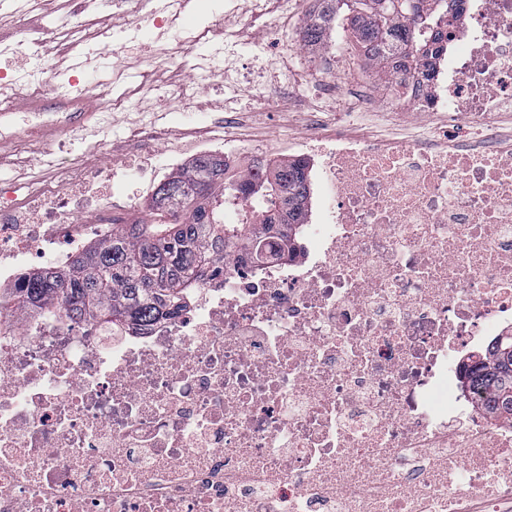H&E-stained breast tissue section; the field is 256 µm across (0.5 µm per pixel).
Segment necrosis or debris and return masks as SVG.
Masks as SVG:
<instances>
[{"label":"necrosis or debris","instance_id":"4bbe7bcc","mask_svg":"<svg viewBox=\"0 0 512 512\" xmlns=\"http://www.w3.org/2000/svg\"><path fill=\"white\" fill-rule=\"evenodd\" d=\"M164 60L222 36L142 0ZM429 78L359 90L475 128L351 142L319 170L305 254L243 260L149 326L43 312L20 323L0 262V512H499L512 423L460 393L473 346L512 332V0H463ZM38 177L0 185V224L57 242L126 221Z\"/></svg>","mask_w":512,"mask_h":512}]
</instances>
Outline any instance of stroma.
Wrapping results in <instances>:
<instances>
[{"label": "stroma", "mask_w": 512, "mask_h": 512, "mask_svg": "<svg viewBox=\"0 0 512 512\" xmlns=\"http://www.w3.org/2000/svg\"><path fill=\"white\" fill-rule=\"evenodd\" d=\"M313 8V0H285L277 12L285 19L283 35L274 50H267L265 17L253 16L254 0H238L229 13L226 30L238 45L227 51L222 42L192 47V54L221 60L232 59L228 69L213 70L200 94L208 102L206 111L183 116L177 107L159 95H145L149 85L173 78H191L188 65L157 66L160 43L136 45L124 65L122 88L141 86L135 97L136 112H73L67 132L34 129L29 112L9 113L11 135L0 140V180L22 183L37 175L60 180H78L80 186L102 192V170H143L134 180L114 183L113 190L127 193L129 222L149 221L148 204L157 185L171 172L188 165L205 149L223 151L235 146L236 165L248 163L253 146L264 148L267 158L289 160L305 140L308 112L319 109L345 115L351 111L352 82L377 84L378 78L362 68L359 50L343 28L332 35V48L339 55V75L334 96H319L302 84L301 75L320 67L325 52L301 49L297 33ZM69 9L67 0H39L37 10L24 21L27 37L38 41L41 63L56 67L54 82L64 87L71 79H83L78 50L55 39L50 27ZM443 126L440 116L411 106H379L349 126L357 139H411Z\"/></svg>", "instance_id": "stroma-1"}]
</instances>
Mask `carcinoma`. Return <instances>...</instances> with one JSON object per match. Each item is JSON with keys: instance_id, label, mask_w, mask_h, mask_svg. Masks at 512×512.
Masks as SVG:
<instances>
[{"instance_id": "carcinoma-1", "label": "carcinoma", "mask_w": 512, "mask_h": 512, "mask_svg": "<svg viewBox=\"0 0 512 512\" xmlns=\"http://www.w3.org/2000/svg\"><path fill=\"white\" fill-rule=\"evenodd\" d=\"M299 32V46L320 51L346 26L363 69L388 73L393 62L414 77L444 38L439 20L448 0H315ZM311 196L308 164L259 160L237 169L220 153L203 154L172 172L155 189L152 223L118 224L112 234L64 266L23 274L17 307L55 309L104 325L147 327L182 308L208 275L233 257L253 263L290 258ZM236 207L241 219L224 222ZM512 335L494 339L462 384L496 420L512 422Z\"/></svg>"}]
</instances>
